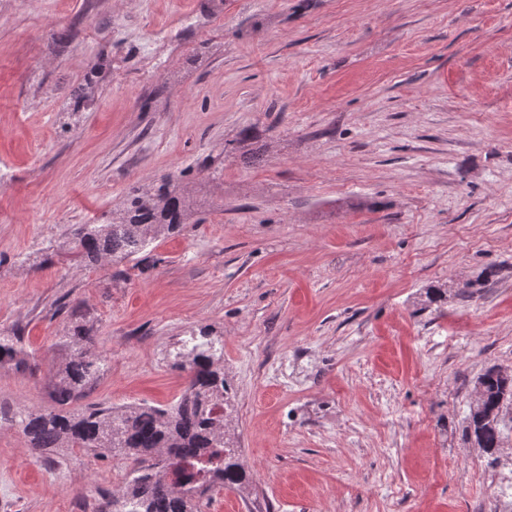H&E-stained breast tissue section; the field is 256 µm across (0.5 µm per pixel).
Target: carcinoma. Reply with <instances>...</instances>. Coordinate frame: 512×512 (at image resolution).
Masks as SVG:
<instances>
[{
	"instance_id": "obj_1",
	"label": "carcinoma",
	"mask_w": 512,
	"mask_h": 512,
	"mask_svg": "<svg viewBox=\"0 0 512 512\" xmlns=\"http://www.w3.org/2000/svg\"><path fill=\"white\" fill-rule=\"evenodd\" d=\"M185 189L174 179L143 191L132 189L120 216L109 224H79L72 230L73 260L94 265L108 258L125 260L144 253L162 234L184 226ZM91 337L77 329L65 341L69 359L59 372L58 408L20 416L18 425L32 448L54 452L81 448L95 455H121L131 471L112 494V512H201L214 488L235 489L246 481L238 451L227 434L225 411L232 406L224 383V354L195 345L174 366L187 373L175 404L91 405L70 410L77 390L103 370L84 344ZM17 334L0 336V367L28 364ZM465 436L492 454L501 443L500 414L512 401V375L493 366L478 380Z\"/></svg>"
}]
</instances>
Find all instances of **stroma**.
Wrapping results in <instances>:
<instances>
[{"instance_id":"stroma-1","label":"stroma","mask_w":512,"mask_h":512,"mask_svg":"<svg viewBox=\"0 0 512 512\" xmlns=\"http://www.w3.org/2000/svg\"><path fill=\"white\" fill-rule=\"evenodd\" d=\"M168 176L181 232L70 263ZM78 325L74 409L172 404L168 353L221 342L247 479L207 512H512V405L496 457L463 433L512 371V0H0V512L126 481L15 422ZM0 335V367L10 364L18 367L27 365L29 355L19 346L20 337L14 332H12V336L2 332Z\"/></svg>"}]
</instances>
